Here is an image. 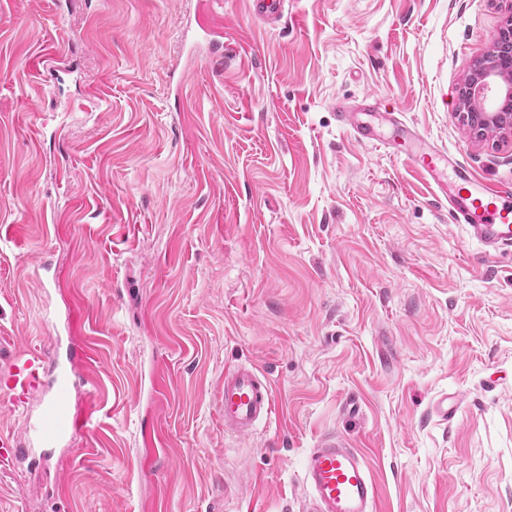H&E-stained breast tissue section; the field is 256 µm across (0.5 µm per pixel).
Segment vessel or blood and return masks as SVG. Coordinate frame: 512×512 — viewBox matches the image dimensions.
I'll return each mask as SVG.
<instances>
[{
  "instance_id": "obj_1",
  "label": "vessel or blood",
  "mask_w": 512,
  "mask_h": 512,
  "mask_svg": "<svg viewBox=\"0 0 512 512\" xmlns=\"http://www.w3.org/2000/svg\"><path fill=\"white\" fill-rule=\"evenodd\" d=\"M249 6L257 19L276 21L282 16L284 0H250ZM377 114L396 125L403 140L418 144V152L409 159L447 200L449 222L465 225L469 236L488 251H512V186L493 188L478 181L464 161L439 150L417 126L383 111L377 94H366L354 107L338 106L336 120L358 143H377L381 137L371 121ZM88 357V346L72 336L65 357L48 349H34L0 369V396L24 411L20 434H0L1 469H11L19 457L43 460L63 441L90 433L94 407L76 410L71 406L75 365ZM40 390L47 391V398L37 409H30L31 397ZM223 408L225 431L250 433L273 410L266 378L248 366L225 370ZM303 474L310 489L304 512H376V488L364 456L336 436L321 438L309 450Z\"/></svg>"
}]
</instances>
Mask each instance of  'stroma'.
<instances>
[{
	"instance_id": "stroma-1",
	"label": "stroma",
	"mask_w": 512,
	"mask_h": 512,
	"mask_svg": "<svg viewBox=\"0 0 512 512\" xmlns=\"http://www.w3.org/2000/svg\"><path fill=\"white\" fill-rule=\"evenodd\" d=\"M221 26L216 62L197 3ZM512 0H0V368L74 330L94 429L0 512H303L325 436L381 512H512V253L337 104L376 93L489 185L467 74ZM275 403L224 430V370ZM458 398L455 416L434 411ZM252 14L263 21H276L282 16L284 0H250Z\"/></svg>"
}]
</instances>
